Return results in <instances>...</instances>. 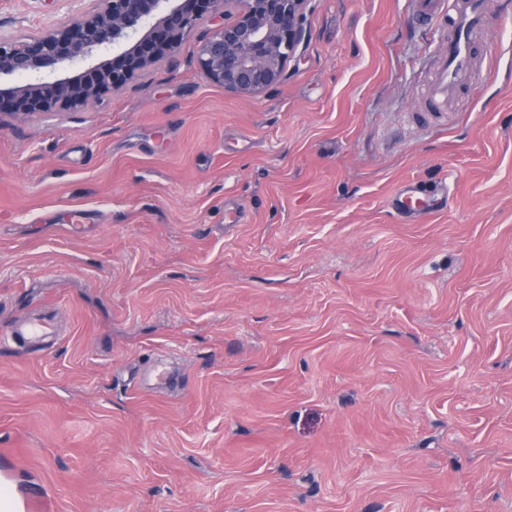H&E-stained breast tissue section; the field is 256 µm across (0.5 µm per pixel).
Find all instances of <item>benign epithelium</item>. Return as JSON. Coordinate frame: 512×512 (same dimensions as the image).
Here are the masks:
<instances>
[{
  "label": "benign epithelium",
  "mask_w": 512,
  "mask_h": 512,
  "mask_svg": "<svg viewBox=\"0 0 512 512\" xmlns=\"http://www.w3.org/2000/svg\"><path fill=\"white\" fill-rule=\"evenodd\" d=\"M77 22L30 36L0 35V116L78 110L107 86L120 87L174 51L203 18L214 27L200 41L198 64L215 84L260 94L278 84L307 41V0H91ZM86 81L60 77L91 59Z\"/></svg>",
  "instance_id": "7a95c632"
}]
</instances>
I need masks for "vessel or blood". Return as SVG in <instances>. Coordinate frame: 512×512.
<instances>
[{"mask_svg":"<svg viewBox=\"0 0 512 512\" xmlns=\"http://www.w3.org/2000/svg\"><path fill=\"white\" fill-rule=\"evenodd\" d=\"M413 13L424 25H447L449 35L443 42L440 63L428 85L433 104L444 102L450 90L459 88L468 79L473 65L472 45L483 33L488 22L486 0H412ZM398 214L418 217L432 211L433 206L421 197L412 185L399 188L391 199ZM12 335L40 341L52 336L50 321H29L14 325Z\"/></svg>","mask_w":512,"mask_h":512,"instance_id":"obj_1","label":"vessel or blood"}]
</instances>
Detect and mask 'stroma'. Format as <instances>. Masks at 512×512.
I'll return each mask as SVG.
<instances>
[{"mask_svg":"<svg viewBox=\"0 0 512 512\" xmlns=\"http://www.w3.org/2000/svg\"><path fill=\"white\" fill-rule=\"evenodd\" d=\"M90 0H0V34ZM232 93L210 21L78 111L0 117V480L55 512H512V0L446 30L308 0ZM447 189L421 221L403 182ZM52 317L24 346L10 328ZM164 364L171 381L153 385ZM487 0H413V13L425 26L447 22L449 35L443 42L435 77L428 84L431 102L438 106L451 89L462 86L472 70V45L488 22ZM391 206L398 214L405 217H418L426 212H431L438 204H430L420 196L411 184L401 186L391 198Z\"/></svg>","mask_w":512,"mask_h":512,"instance_id":"1","label":"stroma"}]
</instances>
